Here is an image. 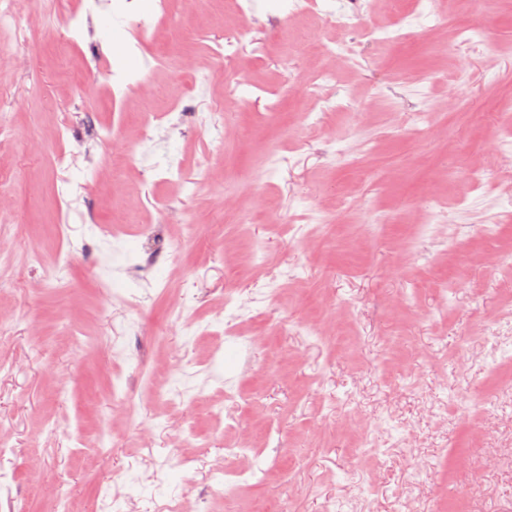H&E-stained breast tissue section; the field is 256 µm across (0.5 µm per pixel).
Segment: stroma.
Segmentation results:
<instances>
[{"instance_id": "stroma-1", "label": "stroma", "mask_w": 512, "mask_h": 512, "mask_svg": "<svg viewBox=\"0 0 512 512\" xmlns=\"http://www.w3.org/2000/svg\"><path fill=\"white\" fill-rule=\"evenodd\" d=\"M52 21L33 14L24 51L0 42V120L12 128L0 140V169L11 179L0 210L13 257L0 266V512H112L120 492L127 512H165L170 497L189 493L203 512H448L456 497L467 512H512V390L491 378L502 348L512 344V152L486 156V139L506 135L512 113V0H404L410 22L429 31L435 49L419 45L381 52L361 40L365 27L389 23L378 0H362L350 26V0H310L294 13L291 0H173L174 21L160 4L135 0L154 28L157 53L176 31L181 47L202 54L215 75L207 92L187 97L180 111L220 112L216 132L160 122L144 140L136 124L144 106L165 113L157 98L144 103L126 83L107 81L92 66L106 55L111 68L153 86L176 78L169 61L136 49L125 0L98 8L82 0L96 25L93 42L58 53L70 36L68 0H51ZM273 12L255 28L242 13ZM479 23L488 30L486 51L497 57L486 70L484 51L456 45L454 29ZM309 34L317 43L352 42L357 62L325 86L336 101L365 107L362 126L349 129L339 112L303 131L293 86L310 72L303 48L284 55L280 36ZM121 34L117 54L105 42ZM231 40L237 62L249 65L254 85L237 87L232 67L215 68L213 44ZM431 78L422 87L415 75ZM456 95V111L439 113L448 134L413 140L409 130L421 110ZM111 128L127 142L128 163L113 176L106 156L73 155L59 165L55 134L71 125ZM296 137L281 144L282 129ZM498 170L483 191L464 176L449 177L454 161ZM432 180L447 204L445 233L452 248L440 251L417 240L413 220L418 189ZM234 184V210L224 208V186ZM391 217L359 256L348 247L359 212L345 198ZM178 211L162 232L171 245L153 284L135 286L128 260L149 238L127 231L102 237L101 229L129 217L152 223L160 202ZM330 219L311 235L307 216ZM498 221L497 239L476 232ZM276 224L287 235L273 232ZM97 240L101 264L79 259ZM414 241L400 274L386 268L406 241ZM67 259L56 288L43 272ZM291 266L295 281L265 303L254 297L272 272ZM458 282L444 300L438 279ZM234 283L249 301L245 342L224 339V289ZM412 295L416 308L403 305ZM208 322L207 336L183 335L170 321L173 305ZM317 328L314 336L293 332ZM126 346L113 361V345ZM166 376L179 393L160 400L152 377ZM120 380L136 408L134 418L113 422L112 382ZM249 398L236 411L233 430L215 424L225 386ZM386 417L394 446L356 451L341 423L355 410ZM190 423L198 442L183 440ZM109 448L92 453L99 434ZM255 448L256 479L227 490L213 480L226 465L225 448ZM466 447L471 467L451 471L449 459ZM492 467H482V460Z\"/></svg>"}]
</instances>
